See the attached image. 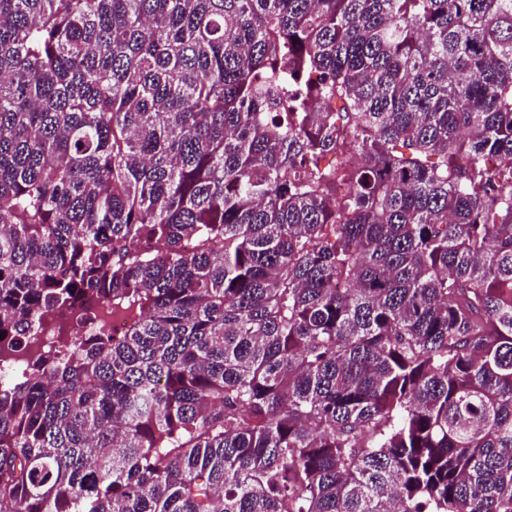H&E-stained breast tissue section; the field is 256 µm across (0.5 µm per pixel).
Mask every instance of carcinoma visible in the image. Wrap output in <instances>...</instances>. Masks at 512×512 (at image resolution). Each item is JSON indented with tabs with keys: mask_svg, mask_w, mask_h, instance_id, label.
Instances as JSON below:
<instances>
[{
	"mask_svg": "<svg viewBox=\"0 0 512 512\" xmlns=\"http://www.w3.org/2000/svg\"><path fill=\"white\" fill-rule=\"evenodd\" d=\"M502 157L512 0H0V512H512ZM131 319L132 313L129 310L123 307L108 306L103 310L100 320L74 321L71 325V334L75 336L91 335L95 331L98 321H102L109 331L117 334L126 328Z\"/></svg>",
	"mask_w": 512,
	"mask_h": 512,
	"instance_id": "1",
	"label": "carcinoma"
}]
</instances>
